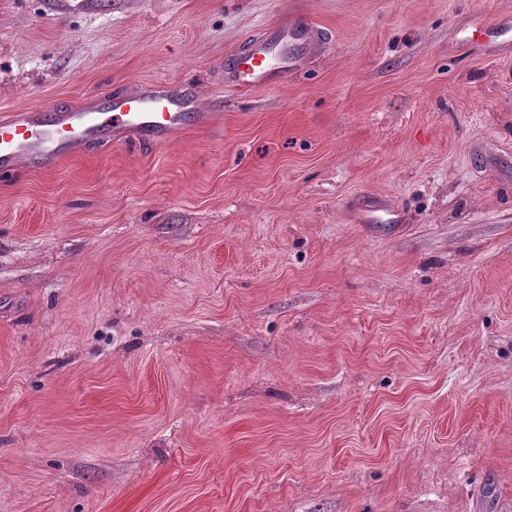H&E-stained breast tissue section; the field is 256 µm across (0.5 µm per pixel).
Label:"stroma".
Wrapping results in <instances>:
<instances>
[{
  "mask_svg": "<svg viewBox=\"0 0 512 512\" xmlns=\"http://www.w3.org/2000/svg\"><path fill=\"white\" fill-rule=\"evenodd\" d=\"M510 17L0 0V106L214 115L0 178V512H512V31L466 47ZM301 33L294 27L283 25L273 28L268 33L252 37L244 50L234 61L235 71L241 85L246 88L262 87L270 77V63L278 54L280 71L288 75L296 69L291 46Z\"/></svg>",
  "mask_w": 512,
  "mask_h": 512,
  "instance_id": "stroma-1",
  "label": "stroma"
}]
</instances>
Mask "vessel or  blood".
Returning <instances> with one entry per match:
<instances>
[{
	"instance_id": "obj_1",
	"label": "vessel or blood",
	"mask_w": 512,
	"mask_h": 512,
	"mask_svg": "<svg viewBox=\"0 0 512 512\" xmlns=\"http://www.w3.org/2000/svg\"><path fill=\"white\" fill-rule=\"evenodd\" d=\"M298 37L296 28L284 25L251 38L234 61L241 85L264 86L275 58L282 73H291L296 67L291 46ZM210 118L193 95L162 84H146L115 98L90 95L76 110H8L0 113V176L24 164L50 170L89 145L122 142L134 135L160 145L174 132Z\"/></svg>"
}]
</instances>
